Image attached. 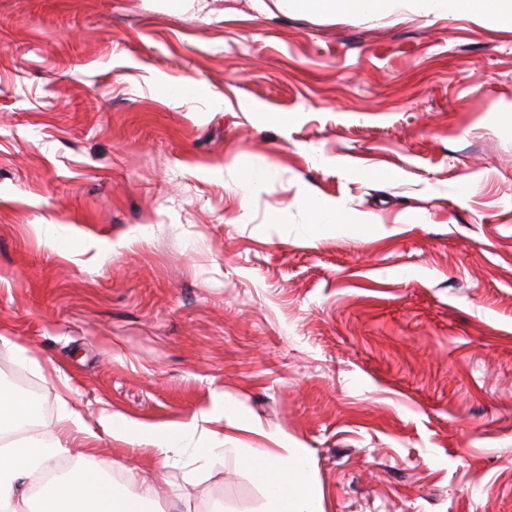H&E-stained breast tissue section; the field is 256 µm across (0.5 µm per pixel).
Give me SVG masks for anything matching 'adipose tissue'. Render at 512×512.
Returning <instances> with one entry per match:
<instances>
[{"label":"adipose tissue","mask_w":512,"mask_h":512,"mask_svg":"<svg viewBox=\"0 0 512 512\" xmlns=\"http://www.w3.org/2000/svg\"><path fill=\"white\" fill-rule=\"evenodd\" d=\"M281 12H305L316 17L336 14L375 15L412 10L421 14L453 16L466 14L474 20L512 29V0H274ZM99 431H87V440L97 432L139 445L153 447L161 459L192 433L194 423L154 427L118 413H102ZM62 439L46 442L25 437L0 447V512H19L26 498V485L47 460L68 453ZM194 461L207 463L216 456H231L248 467L268 495L267 512H324L323 500L310 476L305 453L300 448L275 452L268 448L224 449L221 441L191 449ZM112 466L93 462L68 470L61 480L46 486L37 512H149L147 497L131 482L113 481Z\"/></svg>","instance_id":"adipose-tissue-1"}]
</instances>
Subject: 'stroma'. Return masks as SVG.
Instances as JSON below:
<instances>
[{
	"instance_id": "35a3bbf8",
	"label": "stroma",
	"mask_w": 512,
	"mask_h": 512,
	"mask_svg": "<svg viewBox=\"0 0 512 512\" xmlns=\"http://www.w3.org/2000/svg\"><path fill=\"white\" fill-rule=\"evenodd\" d=\"M303 195L362 230L308 236ZM8 372L38 436L196 421L165 464L91 445L164 512H262L251 470L189 458L218 436L303 448L324 512H512V30L0 0ZM268 176L267 166L253 164L242 170L239 176V185L246 194L253 193L266 185Z\"/></svg>"
}]
</instances>
